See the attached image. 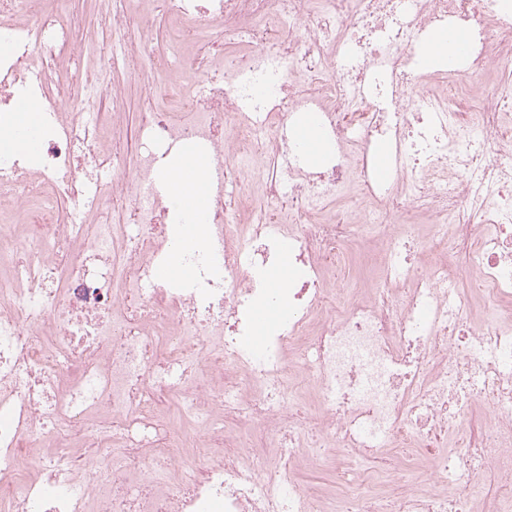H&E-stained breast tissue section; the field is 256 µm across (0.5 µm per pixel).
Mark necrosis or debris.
<instances>
[{"instance_id":"necrosis-or-debris-1","label":"necrosis or debris","mask_w":512,"mask_h":512,"mask_svg":"<svg viewBox=\"0 0 512 512\" xmlns=\"http://www.w3.org/2000/svg\"><path fill=\"white\" fill-rule=\"evenodd\" d=\"M164 5L205 89L146 90L131 128L114 39L131 73L171 68L146 13L98 0L68 26L57 0H0V126L23 98L47 115L36 159L0 152L18 213L0 225V512H512V7ZM450 28L455 62L423 70ZM85 50L96 66L66 69ZM307 113L333 146L319 166L295 138ZM187 143L206 148L208 242L162 281L155 182ZM355 252L379 262L371 289L344 285ZM270 302L286 315L255 337ZM318 448L335 493L302 478Z\"/></svg>"}]
</instances>
